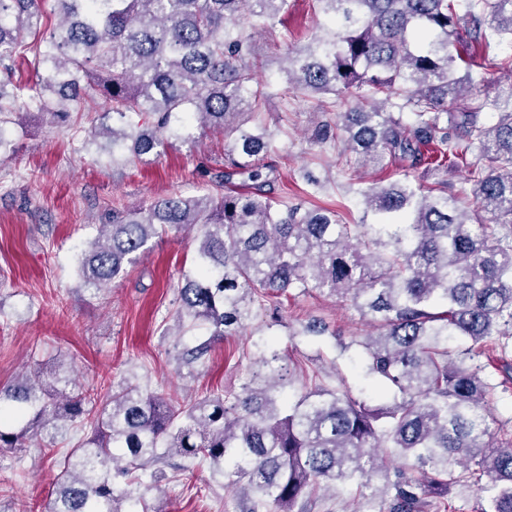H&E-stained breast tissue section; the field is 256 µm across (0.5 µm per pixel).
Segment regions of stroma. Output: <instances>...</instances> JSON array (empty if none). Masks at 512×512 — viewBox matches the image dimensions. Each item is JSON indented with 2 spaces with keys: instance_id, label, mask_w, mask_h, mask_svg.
I'll list each match as a JSON object with an SVG mask.
<instances>
[{
  "instance_id": "stroma-1",
  "label": "stroma",
  "mask_w": 512,
  "mask_h": 512,
  "mask_svg": "<svg viewBox=\"0 0 512 512\" xmlns=\"http://www.w3.org/2000/svg\"><path fill=\"white\" fill-rule=\"evenodd\" d=\"M321 23L308 0H290L277 36L261 42L259 80L273 95L268 122L280 128V147L288 155L280 183L289 201L337 209L350 222L363 211L358 189L389 185L403 172L379 171L343 146L316 144L311 130L320 114L310 98L287 93L282 58L288 46L318 35ZM104 106L100 98L85 102L84 112L66 124L22 109L6 114L1 126L10 145L0 152V388L14 384L24 368L47 370L61 362L78 388L101 398L123 377L163 389L181 403L239 390L255 357L253 336L266 329L265 313L246 332L214 344L191 369L178 366L172 339L162 335L172 322L181 275L196 267L195 232L154 239L127 275L99 291L86 288L76 269L78 255L113 210L146 207L175 193H215L214 176L234 136L198 128L190 142L176 141L145 161L115 167L96 147L80 145ZM308 169L327 183L320 194L303 192ZM280 315L278 345L307 382L371 396L356 344L370 327L351 303L293 294L282 299ZM312 318L324 320L329 334L290 335V328ZM483 375L494 388L495 440L511 441L512 384L502 385L492 363ZM56 473L38 445L0 450V512H47ZM229 481L205 465L171 471L145 499L152 512H239ZM311 504L310 512H388L387 498L367 499L353 483L333 497L312 494Z\"/></svg>"
}]
</instances>
